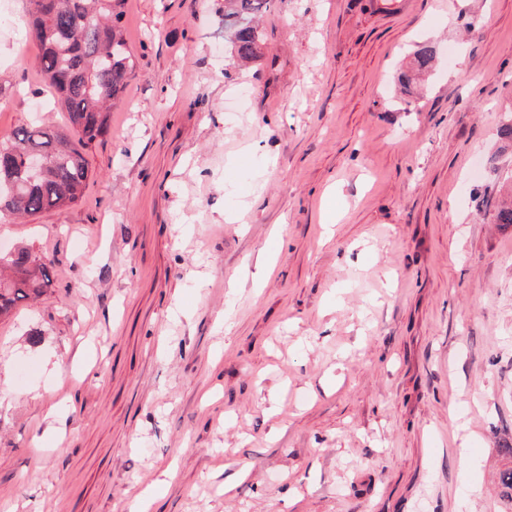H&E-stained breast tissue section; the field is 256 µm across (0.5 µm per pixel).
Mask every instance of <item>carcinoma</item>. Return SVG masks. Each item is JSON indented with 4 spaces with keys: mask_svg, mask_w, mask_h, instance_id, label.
Segmentation results:
<instances>
[{
    "mask_svg": "<svg viewBox=\"0 0 512 512\" xmlns=\"http://www.w3.org/2000/svg\"><path fill=\"white\" fill-rule=\"evenodd\" d=\"M30 2L28 26L39 45L42 80L68 112L77 140L38 124L0 139V173L33 152L47 164L29 185L12 190L0 185V219L63 210L83 196L88 177L84 149L106 132L110 104L133 69L122 27L125 0H55L48 12L38 0ZM269 8L270 0H224V34L238 59L258 55L257 22ZM435 59L436 47L430 43L415 52L420 70L432 68ZM0 263L10 271L9 277L0 278V318L52 286L50 264L25 248L0 256ZM500 486L504 512H512V465L501 471Z\"/></svg>",
    "mask_w": 512,
    "mask_h": 512,
    "instance_id": "obj_1",
    "label": "carcinoma"
}]
</instances>
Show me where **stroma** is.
I'll return each mask as SVG.
<instances>
[{"label":"stroma","instance_id":"35a3bbf8","mask_svg":"<svg viewBox=\"0 0 512 512\" xmlns=\"http://www.w3.org/2000/svg\"><path fill=\"white\" fill-rule=\"evenodd\" d=\"M0 11V136L66 130ZM84 197L0 224V512H500L512 444V0H126ZM436 45L417 91L397 76ZM271 272L253 274L258 258ZM271 0H224V34L240 60L255 58L260 51L257 22L269 10ZM50 265L26 248H16L7 258L0 256V318L10 315L20 304L38 299L51 288ZM2 268L11 273L6 279H2Z\"/></svg>","mask_w":512,"mask_h":512}]
</instances>
